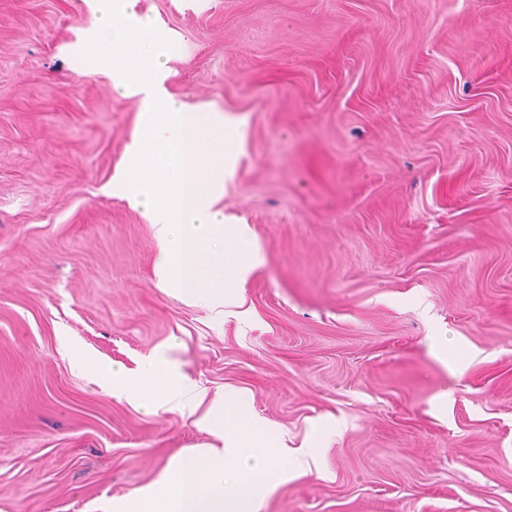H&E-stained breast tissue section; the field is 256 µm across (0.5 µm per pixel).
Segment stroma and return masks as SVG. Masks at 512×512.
Returning a JSON list of instances; mask_svg holds the SVG:
<instances>
[{"mask_svg": "<svg viewBox=\"0 0 512 512\" xmlns=\"http://www.w3.org/2000/svg\"><path fill=\"white\" fill-rule=\"evenodd\" d=\"M170 89L236 124L262 265L158 286L110 186L137 104L66 53L86 0H0V512H102L208 443L71 353L174 360L303 464L256 512H512V0H139Z\"/></svg>", "mask_w": 512, "mask_h": 512, "instance_id": "stroma-1", "label": "stroma"}]
</instances>
